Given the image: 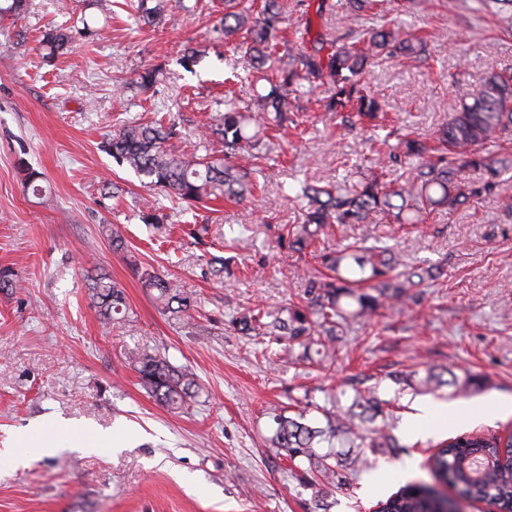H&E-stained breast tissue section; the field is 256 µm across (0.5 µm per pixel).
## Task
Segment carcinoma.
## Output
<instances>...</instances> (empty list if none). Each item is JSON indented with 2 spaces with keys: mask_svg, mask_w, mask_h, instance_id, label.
<instances>
[{
  "mask_svg": "<svg viewBox=\"0 0 512 512\" xmlns=\"http://www.w3.org/2000/svg\"><path fill=\"white\" fill-rule=\"evenodd\" d=\"M285 0H262L259 9L247 0H224V42L245 48L255 90L249 101H224V114L206 127L221 155L199 157L177 154L167 143L177 137L176 126L163 122H128L112 133L104 149L117 163L141 178L144 186L178 200L187 209L222 198L240 204L254 197L257 184L251 179L256 160L267 147L269 132L294 122L288 113L297 107L307 88L327 83L333 93L323 103L327 112L342 115V121L374 123L382 103L364 81L367 67L377 59L427 56V39L386 19L385 0H347L346 31L330 40H307L309 29L288 33ZM26 0H0V18L16 17ZM185 8L181 0H138L136 9L144 24L156 27L166 12ZM478 10L500 17L501 31L512 36V0H479ZM71 35L51 30L42 43L53 57L68 50ZM512 135V72L488 70L477 89L460 85L456 105L436 137L429 142L413 131L400 135L387 152H377L369 173L357 182H303L296 197L307 202L302 222L287 232L288 249L299 255L334 225L375 224L390 218L397 224H420L433 213H452L496 190L512 189V159L504 143ZM397 160L408 166L403 181L382 180V170ZM23 184L38 193L43 175L18 161ZM472 168L488 178L475 183L463 175ZM367 233L357 243L317 255L328 273H313L304 291L306 305H291L276 312L244 309L232 324L247 336H277L304 348L307 360L315 349L319 366L336 363L338 342L354 321L369 320L385 306L405 305L415 300L410 288L437 277L432 267L401 269L398 250L386 245H365ZM140 279L154 292L157 307L168 317L191 318L197 300L170 279L147 269ZM88 291L97 314L108 325L128 314L122 288L102 274L89 277ZM128 359L140 385L157 402L171 409L184 408L198 396L197 376L186 366H176L156 352L136 350ZM428 387L449 386L466 392L471 378L452 375L444 380L430 372ZM375 391L356 392L350 405L333 398L320 407L325 425L318 426L302 412L280 414L270 439L280 454L323 476L333 485L347 469L362 464L361 454L336 449L374 448L382 453L400 447L391 431L366 426L367 413L380 408ZM435 484L406 482L377 506L380 512H443L447 500L437 485L448 486L468 499L487 500L500 512H512V432L501 434L462 433L439 444L427 460Z\"/></svg>",
  "mask_w": 512,
  "mask_h": 512,
  "instance_id": "carcinoma-1",
  "label": "carcinoma"
}]
</instances>
